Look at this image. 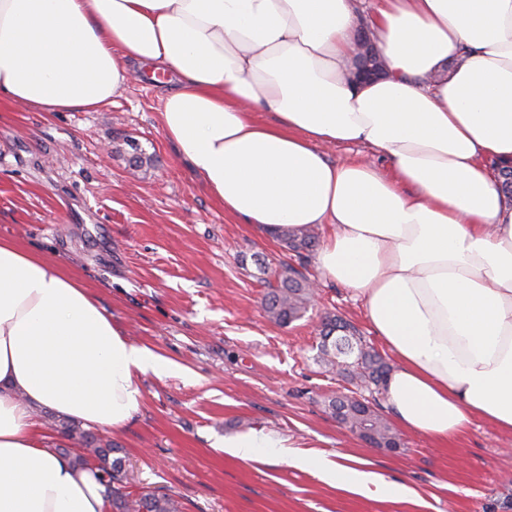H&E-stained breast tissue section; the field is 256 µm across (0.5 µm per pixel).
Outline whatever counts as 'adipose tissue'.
Masks as SVG:
<instances>
[{
    "instance_id": "ef3b65f1",
    "label": "adipose tissue",
    "mask_w": 512,
    "mask_h": 512,
    "mask_svg": "<svg viewBox=\"0 0 512 512\" xmlns=\"http://www.w3.org/2000/svg\"><path fill=\"white\" fill-rule=\"evenodd\" d=\"M371 25L388 74L355 83L349 0H0V102L91 110L168 75L161 128L225 214L277 240L327 227L316 263L394 354L397 422L439 443L477 420L512 433V0H376ZM350 143L387 167L329 161ZM171 368L72 273L0 240V512H105L35 413L117 431L141 376ZM223 447L288 458L261 430Z\"/></svg>"
}]
</instances>
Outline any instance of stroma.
Listing matches in <instances>:
<instances>
[{
	"instance_id": "1",
	"label": "stroma",
	"mask_w": 512,
	"mask_h": 512,
	"mask_svg": "<svg viewBox=\"0 0 512 512\" xmlns=\"http://www.w3.org/2000/svg\"><path fill=\"white\" fill-rule=\"evenodd\" d=\"M159 92L133 81L90 112L0 104V239L74 271L130 339L177 367L141 376L139 411L102 433L131 487L171 489L183 512H512V435L477 422L438 443L402 428L392 453L336 422L325 402L349 383L317 359L322 317L391 352L362 300L312 259L304 317H267L263 267L298 259L215 203L166 139ZM138 149L151 164L130 167ZM260 429L287 438V461L224 453V438ZM310 456L362 462L377 486L341 489L304 466ZM390 482L403 493L380 491Z\"/></svg>"
}]
</instances>
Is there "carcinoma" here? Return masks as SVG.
Masks as SVG:
<instances>
[{"label": "carcinoma", "mask_w": 512, "mask_h": 512, "mask_svg": "<svg viewBox=\"0 0 512 512\" xmlns=\"http://www.w3.org/2000/svg\"><path fill=\"white\" fill-rule=\"evenodd\" d=\"M370 63V69L356 67V76L369 79L384 73L379 53L371 56ZM315 244L316 237L310 229L298 239L284 240L285 248L299 257L312 250ZM266 283L268 291L264 295V308L273 320L289 324L302 317L311 298V288L303 273L286 266L274 273V280L268 279ZM321 337L319 358L323 363L346 374L358 386L382 393L391 367L354 326L341 318H329L321 329ZM340 422L354 434L368 427L380 439L400 443L391 425L375 407L368 416H359L347 409ZM64 433L79 444L77 448L64 449V454L71 457L75 465L95 472L105 488V500L112 512H182L181 502L161 488L129 490L125 462L115 456L117 449L112 444L77 426H64Z\"/></svg>", "instance_id": "1"}]
</instances>
